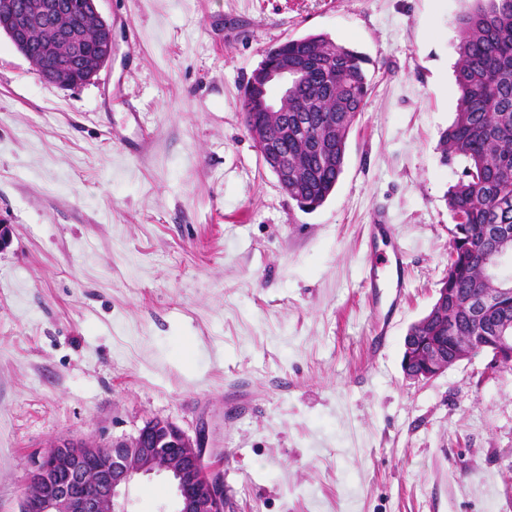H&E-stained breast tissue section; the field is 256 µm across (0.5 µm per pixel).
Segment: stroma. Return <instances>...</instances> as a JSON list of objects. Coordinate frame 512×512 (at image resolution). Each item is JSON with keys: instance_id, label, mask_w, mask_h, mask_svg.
I'll return each mask as SVG.
<instances>
[{"instance_id": "obj_1", "label": "stroma", "mask_w": 512, "mask_h": 512, "mask_svg": "<svg viewBox=\"0 0 512 512\" xmlns=\"http://www.w3.org/2000/svg\"><path fill=\"white\" fill-rule=\"evenodd\" d=\"M468 0H100L115 54L44 79L0 34V512L59 439H201L234 512H512V368L428 381L404 338L448 272L445 165ZM371 61L335 192L302 211L240 112L266 50ZM385 217L388 228L370 234ZM401 250L404 277L376 269ZM403 307L374 343L372 282ZM166 475L131 512H169Z\"/></svg>"}]
</instances>
